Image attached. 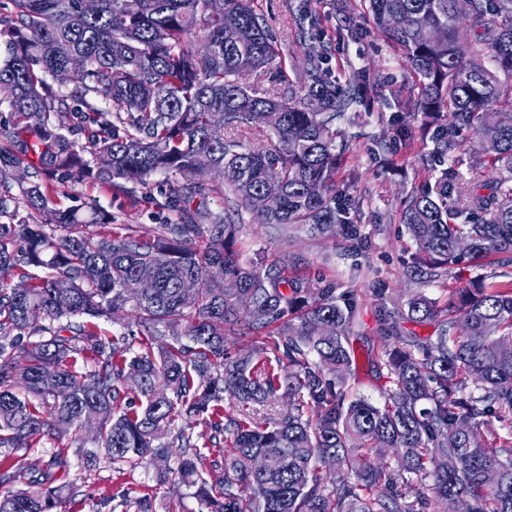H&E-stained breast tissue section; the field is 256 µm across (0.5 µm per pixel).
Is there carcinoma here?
<instances>
[{"mask_svg": "<svg viewBox=\"0 0 512 512\" xmlns=\"http://www.w3.org/2000/svg\"><path fill=\"white\" fill-rule=\"evenodd\" d=\"M359 3L411 78L410 91L391 90L395 136L419 133L445 164L403 201L415 242L405 274L436 282L467 256L492 257L511 277L512 0ZM8 4L0 105L14 149L0 150V185L26 171L27 218L0 193V512H70L84 496L72 456L119 475L161 458L158 481L177 474L195 512H423L432 498L512 512L511 282L455 289L442 308L419 292L385 312L396 346L371 360L390 382L376 404L347 385L354 303L330 286L312 292L274 261L242 265L232 250L224 212L234 206L282 231L340 228L359 248L354 201L336 180L346 151L336 121L365 101V73L330 80V46L315 34L288 92L232 80L279 57L253 0H98L92 13L81 0ZM196 24L199 43L189 39ZM72 55L85 61L75 85ZM472 130L494 144L473 164L507 176L459 182V136ZM157 174L177 214L157 231L105 230L112 214L94 199L51 203L56 183L147 188ZM269 194L275 210L251 201ZM140 279L154 288L128 295ZM128 310L143 337L102 327ZM407 320L432 321L435 334L407 335ZM229 336L254 349L230 355ZM265 402L282 408L248 412ZM199 421L210 429L201 445ZM88 425L92 449L79 436ZM46 436L58 448L35 468L28 453ZM388 448L392 463L380 458ZM328 455L332 473L320 468ZM133 507L152 512L145 496L112 494L96 512Z\"/></svg>", "mask_w": 512, "mask_h": 512, "instance_id": "cac0c4a2", "label": "carcinoma"}]
</instances>
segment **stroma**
Here are the masks:
<instances>
[{"instance_id":"obj_1","label":"stroma","mask_w":512,"mask_h":512,"mask_svg":"<svg viewBox=\"0 0 512 512\" xmlns=\"http://www.w3.org/2000/svg\"><path fill=\"white\" fill-rule=\"evenodd\" d=\"M354 0H315L316 31L332 45L328 68L331 79L340 80L350 70L366 72L371 94L366 107L347 113L339 127L345 134V162L338 179L349 192L359 198V222L364 246L351 252L343 236L320 234L306 225H293L287 238H280L270 226L254 223L248 211L233 214L239 231L235 248L241 262L259 257L277 261L289 273L322 281L337 293L352 297L357 303V319L353 328L355 349L374 348L382 352L391 339L382 325L384 311L405 302L415 292L425 293L438 306H445L451 290L469 288L476 283H498L499 269L486 260H463L449 268L440 281L423 283L405 276L402 259L415 245L401 222L402 201L418 185L432 183L440 168L429 155V146L414 143L401 146L393 139L392 123L396 116L388 98L387 82L403 81L406 72L398 53L384 37L370 29ZM300 0H255L275 35L282 58V67L241 76L245 86L258 91L284 88L286 81H297L301 75V57L310 46L309 35L301 33L294 21ZM346 15L352 24L364 27L365 35L358 41L336 39L339 15ZM382 140L376 148L374 140ZM95 198L112 215L114 226L145 224L156 227L172 220L173 214L164 205L158 190L137 189L127 193L108 186L56 185L52 198L57 207L80 205ZM70 478L81 483L86 493L82 505L73 512H93L99 495L105 490L126 493L130 498L151 495L155 512H165L170 501L182 500L186 512H195L197 504L185 486L174 482L157 484L154 472L136 471L118 476L101 467L92 471L73 465Z\"/></svg>"}]
</instances>
